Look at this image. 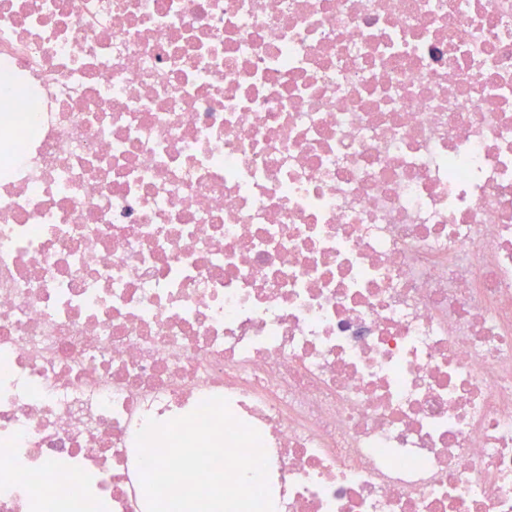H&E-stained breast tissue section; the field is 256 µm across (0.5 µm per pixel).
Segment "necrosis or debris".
Wrapping results in <instances>:
<instances>
[{
    "label": "necrosis or debris",
    "mask_w": 512,
    "mask_h": 512,
    "mask_svg": "<svg viewBox=\"0 0 512 512\" xmlns=\"http://www.w3.org/2000/svg\"><path fill=\"white\" fill-rule=\"evenodd\" d=\"M211 397L274 512H512V0H0V512Z\"/></svg>",
    "instance_id": "necrosis-or-debris-1"
}]
</instances>
